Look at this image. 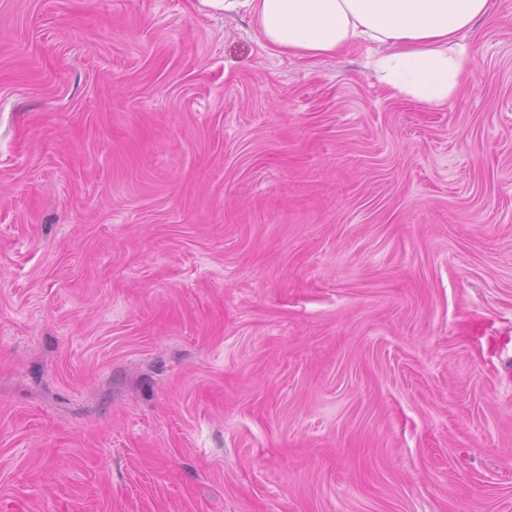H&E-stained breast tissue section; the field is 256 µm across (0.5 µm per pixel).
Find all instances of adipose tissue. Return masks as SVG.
I'll use <instances>...</instances> for the list:
<instances>
[{
	"mask_svg": "<svg viewBox=\"0 0 512 512\" xmlns=\"http://www.w3.org/2000/svg\"><path fill=\"white\" fill-rule=\"evenodd\" d=\"M201 8L247 12L267 47L315 60L367 48V65L393 95L431 108L447 104L471 66L461 32L490 0H198Z\"/></svg>",
	"mask_w": 512,
	"mask_h": 512,
	"instance_id": "ef3b65f1",
	"label": "adipose tissue"
}]
</instances>
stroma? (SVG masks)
Returning <instances> with one entry per match:
<instances>
[{
    "label": "stroma",
    "mask_w": 512,
    "mask_h": 512,
    "mask_svg": "<svg viewBox=\"0 0 512 512\" xmlns=\"http://www.w3.org/2000/svg\"><path fill=\"white\" fill-rule=\"evenodd\" d=\"M443 108L198 0H0V512H512V0Z\"/></svg>",
    "instance_id": "obj_1"
}]
</instances>
